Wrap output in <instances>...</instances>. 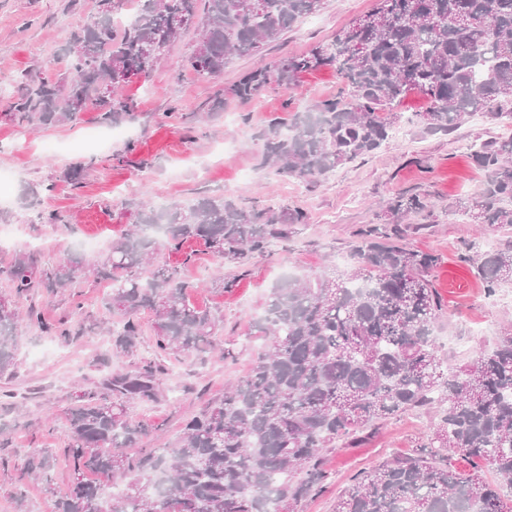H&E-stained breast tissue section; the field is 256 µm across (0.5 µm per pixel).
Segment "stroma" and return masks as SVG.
I'll return each mask as SVG.
<instances>
[{"label":"stroma","instance_id":"obj_1","mask_svg":"<svg viewBox=\"0 0 512 512\" xmlns=\"http://www.w3.org/2000/svg\"><path fill=\"white\" fill-rule=\"evenodd\" d=\"M374 0H324L320 13L303 19L283 39L262 53L234 60L218 81L201 82L188 71L172 78L178 59L190 49L193 38L171 48L144 84L128 85L125 94L135 103L136 117L128 122V139L56 158L46 143L60 147L79 139L98 137L103 127L83 119L32 130L5 119L22 75L45 76L44 64L68 46L72 33L96 10V0H0V172L23 171L14 182L7 205L0 206V222L18 227V241L0 247V293H7L2 273L13 257L38 243L41 261L51 265L78 249L82 239L110 244L128 228L124 213L128 185L140 187L142 197L156 205H189L204 193L231 195L243 205L253 203L298 207L309 216L299 224L287 246H273L254 258L250 273L234 288L219 292L201 288L190 295L192 303L218 311L224 317L218 342L235 353L225 361L217 355L200 358L183 354L164 360L159 375V400L134 404L130 420L144 425L146 449L169 446L181 422L206 402L223 397L228 382L245 376L264 341L254 336L252 319L272 284L288 270L301 275H338L349 269L357 231L364 225L387 227L384 202L413 194L435 204L432 215L411 213L408 247L439 254L434 285L444 303V316L436 336L449 367L459 366L489 352L503 326L512 322V282L487 295L481 281L459 256L467 244L479 250L512 245V225H475L466 215L452 211L458 199L478 194L484 176L472 163L468 147L499 130L483 115L469 118L450 134L424 130L416 115L424 101L416 96L400 107L399 124L375 154L336 167L328 177L309 188L296 180L256 167L261 148L258 132L277 116H284L285 102L298 109L336 95L340 84L333 70L304 75L290 91L272 86L243 102L228 97L229 88L245 73L271 60L299 55L329 42L336 31L366 14ZM224 97L220 116L210 125L197 124L196 113L209 101ZM137 150L125 155L128 142ZM84 168L79 182L65 179V172ZM52 185L43 194L42 207L66 216V225L33 224L24 206L29 186ZM106 284L82 281L64 293L35 297L42 316L50 322L77 315L85 333L77 341L62 342L54 336L27 334L19 345L13 378H0V422L9 429L12 448L64 446L65 410L82 391H102L104 379L118 371H134L153 357L154 335L149 314H142L145 328L137 356L116 360L108 338L100 331L109 315L102 298ZM430 422L428 413L409 411L388 421L368 442L357 448H336L328 456L331 484L327 492L306 500L296 512H333L337 493L361 470L396 455H409ZM16 467H0V512H14L9 496L22 487L35 512H53L54 503L40 483L19 481Z\"/></svg>","mask_w":512,"mask_h":512}]
</instances>
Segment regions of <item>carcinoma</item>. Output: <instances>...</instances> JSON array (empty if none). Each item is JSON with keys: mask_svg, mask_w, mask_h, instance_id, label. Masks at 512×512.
Here are the masks:
<instances>
[{"mask_svg": "<svg viewBox=\"0 0 512 512\" xmlns=\"http://www.w3.org/2000/svg\"><path fill=\"white\" fill-rule=\"evenodd\" d=\"M125 0H97V11L73 34L55 81L20 80L10 118L19 125L77 122L95 112L105 125L134 118L132 99L121 94L132 79L148 80L163 51L196 24L192 49L177 69L199 80L224 76L233 59L260 53L323 0H137L136 16L120 26ZM387 23L341 28L333 40L299 56L257 68L231 88L249 100L270 86L289 89L303 74L331 67L341 90L310 110L274 119L259 133L257 166L319 184L338 165L379 150L408 96L426 101L416 116L432 133L449 134L480 112L497 127H512V0H375ZM112 94L103 96L106 83ZM471 158L485 175L478 200L455 202L473 224H512V136L473 146ZM26 207L42 224L64 216ZM131 228L93 262L71 255L44 268L33 253L15 255L5 274L11 294L32 298L72 287L81 274L107 283L106 310L112 351L133 355L142 335L140 315L152 316L155 361L104 382L109 394L89 392L67 409L64 454L74 477L64 491L52 479L55 457L47 448L24 455L20 480L37 478L54 500V512H295L327 488L326 452L341 443L356 448L389 420L410 409L433 413L418 452L393 456L356 475L336 497L334 512H512V325L489 353L448 372L433 335L444 305L430 280L435 253L402 242L406 213H431L419 196L391 202L394 227L358 231L355 263L336 277L285 276L270 289L254 322L271 343L249 373L187 418L167 448L135 452L144 428L129 423L135 403L158 399V361L182 353L213 352L219 317L193 305L200 284L180 276V265L158 261L165 248L193 261L187 244L201 242L237 274L219 273L210 288L226 291L249 273L251 259L274 241L288 242L294 226L308 223L301 208L244 206L211 195L182 207L125 204ZM463 262L492 295L512 281V248L481 252L468 247ZM24 329L69 342L83 335L68 317L48 322L31 305L20 314L0 299V376L11 378ZM470 462L457 469L448 452ZM97 471L125 482L111 496L87 480ZM492 473L496 482H490Z\"/></svg>", "mask_w": 512, "mask_h": 512, "instance_id": "1", "label": "carcinoma"}]
</instances>
